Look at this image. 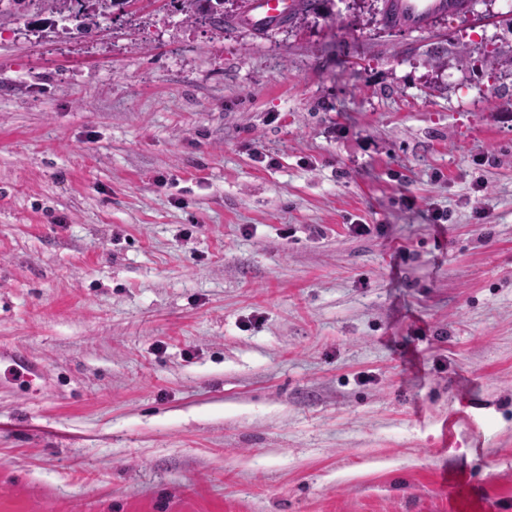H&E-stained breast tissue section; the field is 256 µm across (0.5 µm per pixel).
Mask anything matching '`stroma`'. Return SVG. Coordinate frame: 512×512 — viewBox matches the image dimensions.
<instances>
[{
    "label": "stroma",
    "mask_w": 512,
    "mask_h": 512,
    "mask_svg": "<svg viewBox=\"0 0 512 512\" xmlns=\"http://www.w3.org/2000/svg\"><path fill=\"white\" fill-rule=\"evenodd\" d=\"M510 53L499 0L1 26L0 512H512ZM465 0H390L387 4L389 18L399 19L403 26L412 30L428 27L431 18L441 13L462 12L467 8ZM10 363L4 377H0L1 385L4 383L13 384L17 381L33 382L39 380L42 376L43 369L41 365L34 359L20 355L13 349H0V362Z\"/></svg>",
    "instance_id": "1"
}]
</instances>
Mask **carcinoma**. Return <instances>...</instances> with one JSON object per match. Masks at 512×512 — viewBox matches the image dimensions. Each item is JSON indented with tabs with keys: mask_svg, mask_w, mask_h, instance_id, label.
<instances>
[{
	"mask_svg": "<svg viewBox=\"0 0 512 512\" xmlns=\"http://www.w3.org/2000/svg\"><path fill=\"white\" fill-rule=\"evenodd\" d=\"M42 5L40 13L51 17L74 15L75 29L80 33H88L98 26V6L102 3H112V9L124 10L135 0H0V24L22 19L30 15L34 2ZM180 13L187 22L200 18H208L214 24L222 27L230 15L237 11L245 12L249 0H177ZM301 6L290 16L288 24L291 27H301L309 17L318 13L321 5L331 0H299Z\"/></svg>",
	"mask_w": 512,
	"mask_h": 512,
	"instance_id": "cac0c4a2",
	"label": "carcinoma"
}]
</instances>
